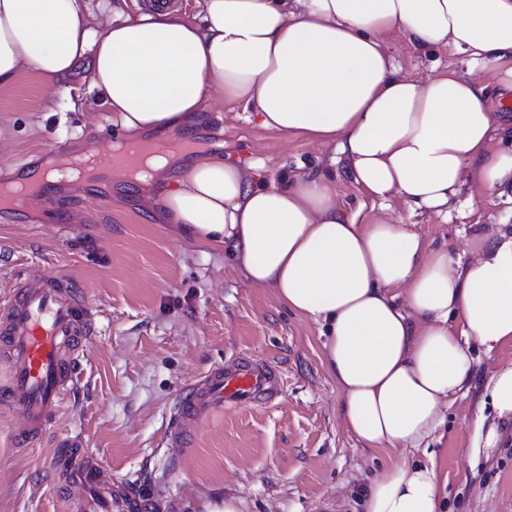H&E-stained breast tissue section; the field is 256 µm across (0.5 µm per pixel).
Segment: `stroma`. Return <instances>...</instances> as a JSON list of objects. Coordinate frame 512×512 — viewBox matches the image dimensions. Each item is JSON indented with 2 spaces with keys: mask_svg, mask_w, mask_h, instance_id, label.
Masks as SVG:
<instances>
[{
  "mask_svg": "<svg viewBox=\"0 0 512 512\" xmlns=\"http://www.w3.org/2000/svg\"><path fill=\"white\" fill-rule=\"evenodd\" d=\"M388 51L412 77L466 69L450 50L399 40ZM202 116L196 149L221 146L270 177H303L333 154L306 135L259 127L238 105L207 100ZM119 133L82 75L55 92L32 72L0 87V160L13 170L52 151L79 155ZM159 197V186L132 183L48 194L18 210L0 205V287L20 269L51 275L77 288L94 318L77 382L42 436L18 442L21 416L0 406V512H75L63 465L52 458L68 440L101 457L112 485L135 490L141 512H190L224 494L242 499L245 512H359L382 465L430 459L448 482L445 512H512V425L490 459L467 452L482 382L512 361L511 343L490 355L473 347L476 380L427 451L365 448L341 421L342 394L322 364L318 325L272 289L248 284L223 248L180 235ZM511 207L467 185L449 221L425 212L409 221L459 254ZM238 356L277 367L278 398L201 421L190 445L176 447L170 432L184 389Z\"/></svg>",
  "mask_w": 512,
  "mask_h": 512,
  "instance_id": "obj_1",
  "label": "stroma"
}]
</instances>
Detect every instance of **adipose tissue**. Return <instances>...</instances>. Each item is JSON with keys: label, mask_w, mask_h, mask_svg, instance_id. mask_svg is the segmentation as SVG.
Masks as SVG:
<instances>
[{"label": "adipose tissue", "mask_w": 512, "mask_h": 512, "mask_svg": "<svg viewBox=\"0 0 512 512\" xmlns=\"http://www.w3.org/2000/svg\"><path fill=\"white\" fill-rule=\"evenodd\" d=\"M126 12L114 0H0V86L24 70L51 86L86 66L128 136L190 133L205 97L260 127L336 144L373 200L345 211L330 171L267 181L218 152L184 167L162 203L185 235L228 250L252 285L317 323L343 423L364 447L420 449L466 395L472 347L512 343V226L474 233L464 254L427 241L408 214L447 218L470 184L512 202V0H199ZM450 49L467 71L400 73L386 47ZM404 215L392 216L390 200ZM473 455L492 456L512 419V362L484 384ZM434 463L379 470L363 512H441Z\"/></svg>", "instance_id": "obj_1"}]
</instances>
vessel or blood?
Instances as JSON below:
<instances>
[{"label": "vessel or blood", "mask_w": 512, "mask_h": 512, "mask_svg": "<svg viewBox=\"0 0 512 512\" xmlns=\"http://www.w3.org/2000/svg\"><path fill=\"white\" fill-rule=\"evenodd\" d=\"M93 329L92 314L71 287L53 277L32 278L19 271L0 294V361L8 368L1 399L22 416L20 433L42 434L55 415L62 394L74 387L71 356ZM280 392L275 366L269 361L239 358L209 371L183 393L172 439H190L199 421L230 408L269 403ZM68 479L80 491L78 512H136L135 496L104 480L95 456L68 453Z\"/></svg>", "instance_id": "obj_1"}]
</instances>
